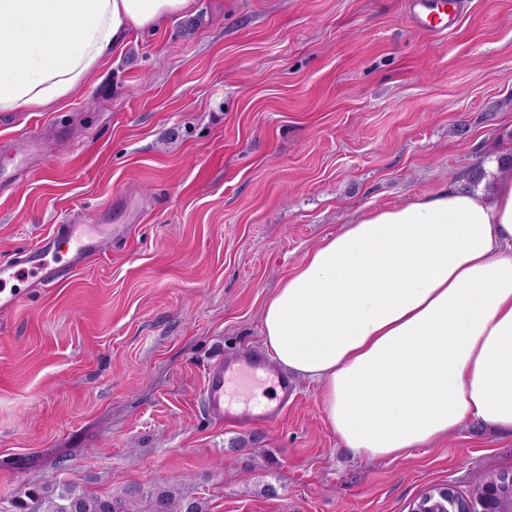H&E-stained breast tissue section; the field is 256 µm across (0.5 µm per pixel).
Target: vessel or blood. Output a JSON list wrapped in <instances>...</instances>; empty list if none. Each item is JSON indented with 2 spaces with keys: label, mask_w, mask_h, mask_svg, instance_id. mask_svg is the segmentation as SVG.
<instances>
[{
  "label": "vessel or blood",
  "mask_w": 512,
  "mask_h": 512,
  "mask_svg": "<svg viewBox=\"0 0 512 512\" xmlns=\"http://www.w3.org/2000/svg\"><path fill=\"white\" fill-rule=\"evenodd\" d=\"M125 224H84L70 222L51 225L32 245L16 248L0 261V313L15 310L22 287L55 288L72 279L93 260L100 258L112 242L128 232ZM267 359L254 351H240L234 358H217L205 368L199 393L201 408L215 421L229 426H244L255 420L276 424L281 419L291 385L279 376L281 390L274 404L259 410L240 411L229 400L231 383L246 372H270Z\"/></svg>",
  "instance_id": "b4317fda"
}]
</instances>
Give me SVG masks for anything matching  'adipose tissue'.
Instances as JSON below:
<instances>
[{"instance_id":"ef3b65f1","label":"adipose tissue","mask_w":512,"mask_h":512,"mask_svg":"<svg viewBox=\"0 0 512 512\" xmlns=\"http://www.w3.org/2000/svg\"><path fill=\"white\" fill-rule=\"evenodd\" d=\"M197 5L0 0V113L67 101L128 36ZM262 332L353 455L399 457L468 423L512 436V175L344 225L268 297Z\"/></svg>"}]
</instances>
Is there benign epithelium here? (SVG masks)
Segmentation results:
<instances>
[{"label": "benign epithelium", "instance_id": "1", "mask_svg": "<svg viewBox=\"0 0 512 512\" xmlns=\"http://www.w3.org/2000/svg\"><path fill=\"white\" fill-rule=\"evenodd\" d=\"M411 512H512V471L483 476L467 498L449 487H432L413 503Z\"/></svg>", "mask_w": 512, "mask_h": 512}]
</instances>
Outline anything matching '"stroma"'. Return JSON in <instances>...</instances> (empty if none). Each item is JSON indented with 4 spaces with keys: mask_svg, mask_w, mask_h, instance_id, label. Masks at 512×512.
Returning <instances> with one entry per match:
<instances>
[{
    "mask_svg": "<svg viewBox=\"0 0 512 512\" xmlns=\"http://www.w3.org/2000/svg\"><path fill=\"white\" fill-rule=\"evenodd\" d=\"M0 258L69 218L131 233L0 314V512L30 490L170 487L205 512H409L512 471V437L365 460L314 385L219 427L206 364L262 343L267 298L342 225L512 154V0L444 36L410 0H199L62 108L0 114ZM275 494H268V487Z\"/></svg>",
    "mask_w": 512,
    "mask_h": 512,
    "instance_id": "1",
    "label": "stroma"
}]
</instances>
